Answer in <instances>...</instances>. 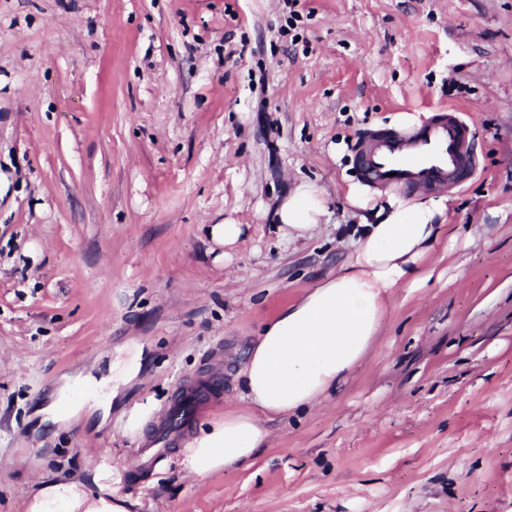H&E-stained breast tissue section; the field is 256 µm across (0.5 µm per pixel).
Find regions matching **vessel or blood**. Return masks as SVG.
Here are the masks:
<instances>
[{
  "mask_svg": "<svg viewBox=\"0 0 512 512\" xmlns=\"http://www.w3.org/2000/svg\"><path fill=\"white\" fill-rule=\"evenodd\" d=\"M357 161L366 186L409 197L460 186L478 166L471 124L448 108L413 125L374 130L361 139ZM219 386V380H206L177 392L165 422L138 450L142 468L175 444Z\"/></svg>",
  "mask_w": 512,
  "mask_h": 512,
  "instance_id": "obj_1",
  "label": "vessel or blood"
}]
</instances>
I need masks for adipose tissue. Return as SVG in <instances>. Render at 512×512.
<instances>
[{"label": "adipose tissue", "instance_id": "obj_1", "mask_svg": "<svg viewBox=\"0 0 512 512\" xmlns=\"http://www.w3.org/2000/svg\"><path fill=\"white\" fill-rule=\"evenodd\" d=\"M389 213L366 225L335 274L320 280L263 327L240 373L245 411L194 436L178 464L187 476L205 479L249 467L268 442V424L311 413L331 391L348 382L380 336L400 290L426 287L432 273L424 260L439 245L444 206L390 195ZM327 212V200L312 184H301L278 212L280 235L306 238ZM127 497L104 484L79 480L41 484L27 512H129Z\"/></svg>", "mask_w": 512, "mask_h": 512}]
</instances>
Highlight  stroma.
Returning a JSON list of instances; mask_svg holds the SVG:
<instances>
[{"label": "stroma", "mask_w": 512, "mask_h": 512, "mask_svg": "<svg viewBox=\"0 0 512 512\" xmlns=\"http://www.w3.org/2000/svg\"><path fill=\"white\" fill-rule=\"evenodd\" d=\"M442 105L480 171L427 286L252 467L184 476L182 444L247 408L264 324L380 221L386 194L350 198L358 138ZM303 183L329 210L290 244L277 211ZM227 220L249 232L225 251L206 227ZM213 375L142 474L178 388ZM66 381L95 408L62 428ZM98 472L131 512H512V0H0V512Z\"/></svg>", "instance_id": "35a3bbf8"}]
</instances>
